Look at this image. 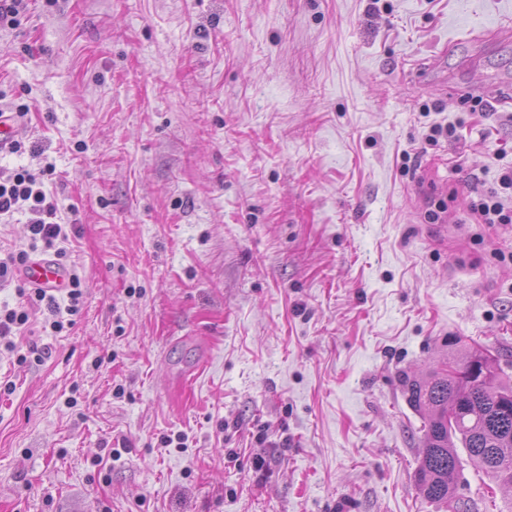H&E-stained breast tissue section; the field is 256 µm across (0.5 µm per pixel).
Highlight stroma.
I'll use <instances>...</instances> for the list:
<instances>
[{
  "instance_id": "obj_1",
  "label": "stroma",
  "mask_w": 512,
  "mask_h": 512,
  "mask_svg": "<svg viewBox=\"0 0 512 512\" xmlns=\"http://www.w3.org/2000/svg\"><path fill=\"white\" fill-rule=\"evenodd\" d=\"M30 0L0 177L53 163L75 325L0 336V512H444L403 377H512V0ZM457 135L429 144L431 128ZM446 210L426 219L436 201ZM457 493L502 512L462 457ZM25 115H27V107L23 104L18 105L15 111L0 113V152L10 148V152L16 153L21 149V142L15 140L20 133V120L24 118ZM471 210L479 216L483 224L512 223V208L505 206L497 192H490L478 203H472Z\"/></svg>"
}]
</instances>
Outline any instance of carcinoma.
Returning <instances> with one entry per match:
<instances>
[{"instance_id": "carcinoma-1", "label": "carcinoma", "mask_w": 512, "mask_h": 512, "mask_svg": "<svg viewBox=\"0 0 512 512\" xmlns=\"http://www.w3.org/2000/svg\"><path fill=\"white\" fill-rule=\"evenodd\" d=\"M405 388L424 424L417 475L427 500L469 512L454 484L460 448L492 482L512 489V384L494 359L452 338L448 361L406 378Z\"/></svg>"}]
</instances>
